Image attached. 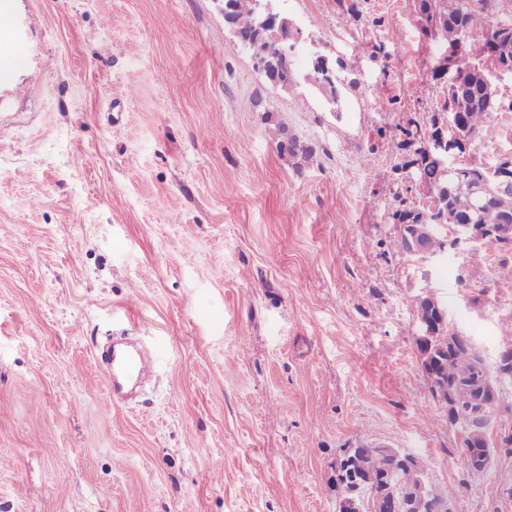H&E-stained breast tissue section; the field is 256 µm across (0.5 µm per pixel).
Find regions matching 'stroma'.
Wrapping results in <instances>:
<instances>
[{
	"label": "stroma",
	"mask_w": 512,
	"mask_h": 512,
	"mask_svg": "<svg viewBox=\"0 0 512 512\" xmlns=\"http://www.w3.org/2000/svg\"><path fill=\"white\" fill-rule=\"evenodd\" d=\"M417 4L272 0L300 33L284 91L224 0H0V512H336L328 466L363 433L454 512H512V457L467 476L416 345L430 294L495 364L512 245L475 266L393 244L427 193L392 145L446 86ZM318 56L338 102L304 79ZM495 85L472 165L512 155V76ZM122 324L156 372L117 405L92 340Z\"/></svg>",
	"instance_id": "1"
}]
</instances>
